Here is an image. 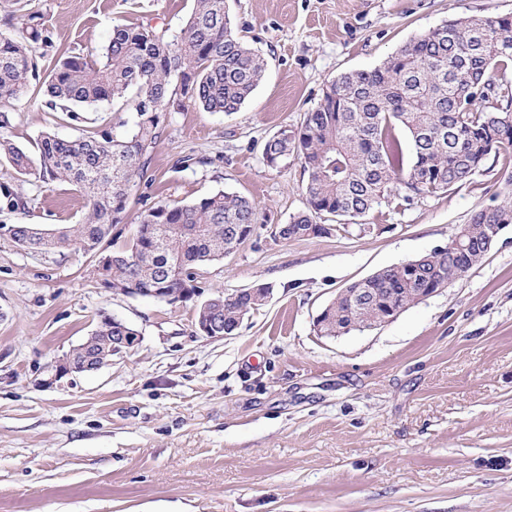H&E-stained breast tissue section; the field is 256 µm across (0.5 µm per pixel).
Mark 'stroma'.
Listing matches in <instances>:
<instances>
[{
  "label": "stroma",
  "instance_id": "obj_1",
  "mask_svg": "<svg viewBox=\"0 0 512 512\" xmlns=\"http://www.w3.org/2000/svg\"><path fill=\"white\" fill-rule=\"evenodd\" d=\"M54 41L102 49L117 23L177 31L192 0H34ZM242 40L266 63L229 115L169 113L144 177L182 203L220 190L260 214L253 235L198 270L204 292L265 284L270 299L233 336L195 327L193 302L102 287L91 255L32 254L0 235V512H512V232L466 276L371 330L318 335L315 320L349 284L446 246L471 215L503 199L512 165L488 160L451 191L368 214L329 236L277 240L306 209L303 168L263 158L303 123L326 85L369 70L409 40L467 15L512 16V0H226ZM8 136L75 139L118 125L110 103L79 121L41 99L14 102ZM0 224L74 223L85 200L36 188ZM385 232H375V225ZM120 319L141 341L87 373L57 362Z\"/></svg>",
  "mask_w": 512,
  "mask_h": 512
}]
</instances>
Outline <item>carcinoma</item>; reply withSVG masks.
<instances>
[{
	"label": "carcinoma",
	"mask_w": 512,
	"mask_h": 512,
	"mask_svg": "<svg viewBox=\"0 0 512 512\" xmlns=\"http://www.w3.org/2000/svg\"><path fill=\"white\" fill-rule=\"evenodd\" d=\"M31 0H0V159L39 188L67 183L88 202L83 222L52 230L28 224L8 228L29 251L72 247L96 254L123 222L132 192L144 177L167 114L189 106L230 115L261 83L264 59L235 33L225 0H193L174 34L144 24H117L99 54L55 43L44 15L26 11ZM512 69V19L465 16L405 43L371 70L345 72L326 86L299 127H285L263 147L270 167L294 156L307 173V208L290 217L280 235L327 234L323 215L357 221L382 204L409 203L444 193L483 171L490 156L512 153V84L489 77ZM43 95L52 112L80 119L79 109L112 102L133 113L124 137L97 126L78 139L45 133L35 151L2 131L13 126L11 103ZM409 138L404 156L396 130ZM131 247L102 255L105 285L165 288L177 300L196 281L195 270L248 239L259 213L244 196L218 191L193 203L141 196ZM27 198L0 183V212L20 213ZM512 225V190L495 206L477 210L455 236L456 246L416 259L415 274L387 267L355 288L397 294L441 288L476 265L495 243L493 228ZM338 295L324 330L362 327L383 317L382 306L351 320ZM237 302L224 304L218 333L237 322Z\"/></svg>",
	"instance_id": "obj_1"
}]
</instances>
